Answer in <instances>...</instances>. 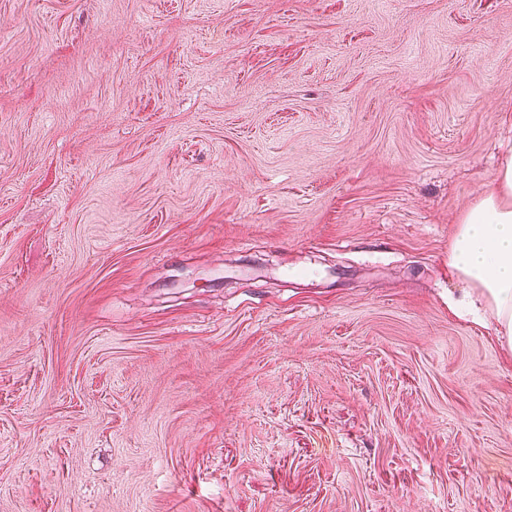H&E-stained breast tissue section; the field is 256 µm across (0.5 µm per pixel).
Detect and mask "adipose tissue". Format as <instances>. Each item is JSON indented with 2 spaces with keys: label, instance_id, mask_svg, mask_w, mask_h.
Masks as SVG:
<instances>
[{
  "label": "adipose tissue",
  "instance_id": "obj_1",
  "mask_svg": "<svg viewBox=\"0 0 512 512\" xmlns=\"http://www.w3.org/2000/svg\"><path fill=\"white\" fill-rule=\"evenodd\" d=\"M448 266L470 289L466 309L492 319L512 351V155L500 163L486 193L459 218Z\"/></svg>",
  "mask_w": 512,
  "mask_h": 512
}]
</instances>
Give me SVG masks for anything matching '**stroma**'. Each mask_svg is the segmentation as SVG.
<instances>
[{
	"label": "stroma",
	"mask_w": 512,
	"mask_h": 512,
	"mask_svg": "<svg viewBox=\"0 0 512 512\" xmlns=\"http://www.w3.org/2000/svg\"><path fill=\"white\" fill-rule=\"evenodd\" d=\"M509 152L512 0H0V512H512ZM448 267L470 285L465 308L491 318L512 352V155L500 163L486 193L459 218Z\"/></svg>",
	"instance_id": "stroma-1"
}]
</instances>
